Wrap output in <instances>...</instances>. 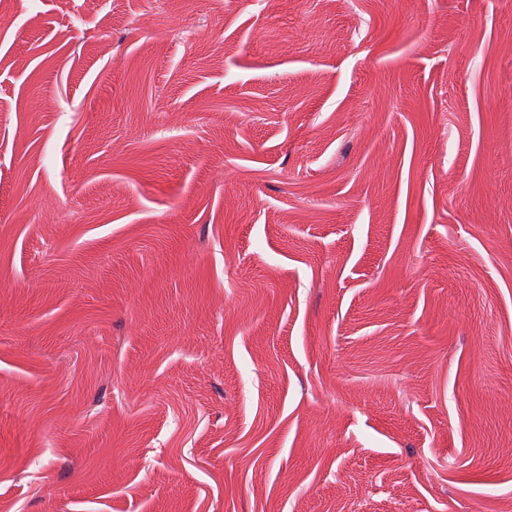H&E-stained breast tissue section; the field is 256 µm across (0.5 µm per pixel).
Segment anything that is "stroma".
<instances>
[{
	"instance_id": "stroma-1",
	"label": "stroma",
	"mask_w": 512,
	"mask_h": 512,
	"mask_svg": "<svg viewBox=\"0 0 512 512\" xmlns=\"http://www.w3.org/2000/svg\"><path fill=\"white\" fill-rule=\"evenodd\" d=\"M8 10L0 512H512V0Z\"/></svg>"
}]
</instances>
